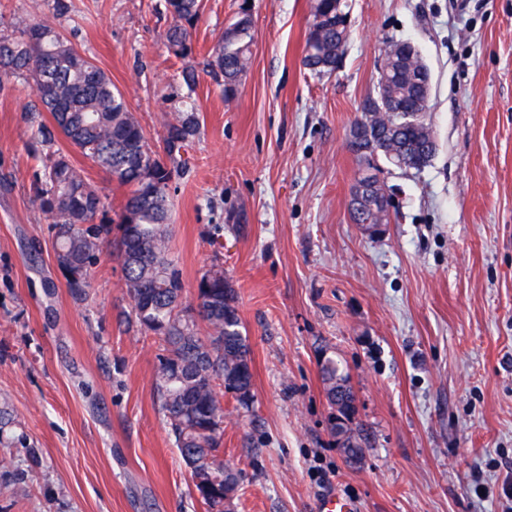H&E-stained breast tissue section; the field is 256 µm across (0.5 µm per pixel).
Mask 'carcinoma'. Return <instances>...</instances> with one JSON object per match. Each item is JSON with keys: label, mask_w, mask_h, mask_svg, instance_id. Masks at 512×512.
Here are the masks:
<instances>
[{"label": "carcinoma", "mask_w": 512, "mask_h": 512, "mask_svg": "<svg viewBox=\"0 0 512 512\" xmlns=\"http://www.w3.org/2000/svg\"><path fill=\"white\" fill-rule=\"evenodd\" d=\"M165 9L171 18L165 33L169 47L181 57L191 55L202 0H165ZM312 16L302 64L315 75L331 73L342 60L336 47L346 45L349 37L347 12L341 0H314ZM231 27V33L222 34L212 46L207 62L212 77L223 81L227 100L235 96L251 63V15L237 17ZM400 46L393 42L384 51L374 96L363 104V144L400 168L420 170L437 150L431 126L421 115L405 119L391 104L416 103L411 74L426 65L418 50L410 58H399ZM45 73L48 82H35ZM10 79L33 82L36 104L30 111L48 112L53 120L39 128L40 143L48 151L33 184L35 202L52 219L50 230L54 249L63 258L66 286L74 295L84 294L104 248L111 242L118 246L135 322L162 340L156 355L160 411L190 473L205 460L219 479L207 489L195 486L207 512H224L240 488V476L224 465L221 450L224 390L234 394L237 409L251 410L250 349L223 266L211 265L198 279L200 310L195 318L183 301L181 272L166 246L170 184L182 164V152L199 131L196 109L189 105L179 111L165 125L163 153L154 151L109 75L46 22L20 24L12 33L0 34V84ZM59 134L93 165L130 187L116 218L97 219L106 214L102 194L67 153L53 148ZM389 220L390 212L370 206L354 218L357 224ZM320 372L332 409L331 432L345 458L357 462L361 428L353 427L356 407L349 378L331 357H323Z\"/></svg>", "instance_id": "cac0c4a2"}]
</instances>
